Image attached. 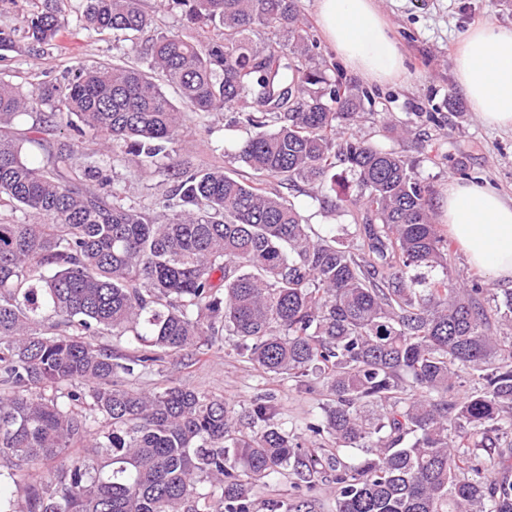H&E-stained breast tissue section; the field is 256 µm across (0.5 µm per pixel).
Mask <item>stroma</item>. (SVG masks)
<instances>
[{"instance_id":"1","label":"stroma","mask_w":512,"mask_h":512,"mask_svg":"<svg viewBox=\"0 0 512 512\" xmlns=\"http://www.w3.org/2000/svg\"><path fill=\"white\" fill-rule=\"evenodd\" d=\"M381 14L390 23V35L403 52V72L395 79L377 83L353 70L327 43L318 24L315 0H298L302 21L317 42L316 52L329 73L347 84L366 89L372 98L357 123L363 136L385 150L411 160L418 176L442 195L450 180L471 182L512 196V130L486 125L472 112L458 90L453 57L467 32L476 26L512 27V0H377ZM81 0H66L69 26L59 47L38 56L20 51L0 54V76L29 90L39 84L61 80L82 64L122 60L142 65L129 43L109 34L81 29ZM454 99L456 110L446 101ZM434 120H427V113ZM411 135L402 137L401 126ZM245 136L233 113L211 115L206 125L190 122L175 144L174 158L180 167L194 170L213 164L232 166V157ZM104 176L111 187L133 201H153L171 179L166 163L143 170L138 157L120 155L104 160ZM316 187L302 183L290 198L319 225L323 232L353 223L352 214L320 209ZM136 387L156 390L167 386L196 387L223 397L236 411L270 393L275 397L277 420L285 428L305 436V424L326 403L322 384L305 389L297 382L274 378L255 370L236 355L230 342L215 344L177 357L164 358L153 372L139 378Z\"/></svg>"}]
</instances>
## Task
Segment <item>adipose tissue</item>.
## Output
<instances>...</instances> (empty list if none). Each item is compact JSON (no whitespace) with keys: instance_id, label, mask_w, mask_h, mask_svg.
<instances>
[{"instance_id":"ef3b65f1","label":"adipose tissue","mask_w":512,"mask_h":512,"mask_svg":"<svg viewBox=\"0 0 512 512\" xmlns=\"http://www.w3.org/2000/svg\"><path fill=\"white\" fill-rule=\"evenodd\" d=\"M324 35L362 76L385 81L401 73V54L376 0H316ZM459 88L486 125L512 129V27L472 28L454 59ZM441 223L474 267L512 281V198L450 181L439 198Z\"/></svg>"}]
</instances>
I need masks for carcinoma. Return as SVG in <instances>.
<instances>
[{"mask_svg": "<svg viewBox=\"0 0 512 512\" xmlns=\"http://www.w3.org/2000/svg\"><path fill=\"white\" fill-rule=\"evenodd\" d=\"M31 2L0 28V51L56 46L57 0ZM84 2L86 31L153 25L140 0ZM162 7L195 34L157 33L145 70L80 66L29 93L0 77V512H254L256 491L290 471L297 496L268 512H310L318 477L336 485V512H512V447L487 442L512 434V290L450 277L431 186L350 130L366 92L327 77L297 0ZM257 26L273 36L254 41ZM247 104L235 160L250 175L173 161L189 117ZM61 124L77 140L48 145ZM87 136L114 159L170 160L171 183L150 206L123 203L77 164ZM339 164L350 189L321 203L355 213L347 240L264 184L320 186ZM105 331L133 354L98 346ZM226 336L264 374L323 382L330 402L306 431L334 447L301 451L270 393L245 433L222 397L119 384Z\"/></svg>", "mask_w": 512, "mask_h": 512, "instance_id": "cac0c4a2", "label": "carcinoma"}]
</instances>
